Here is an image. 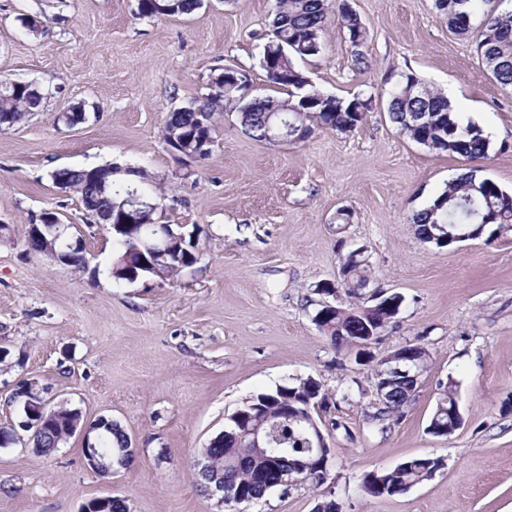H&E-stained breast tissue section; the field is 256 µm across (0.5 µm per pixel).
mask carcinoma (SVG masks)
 <instances>
[{
	"label": "carcinoma",
	"instance_id": "carcinoma-1",
	"mask_svg": "<svg viewBox=\"0 0 512 512\" xmlns=\"http://www.w3.org/2000/svg\"><path fill=\"white\" fill-rule=\"evenodd\" d=\"M493 0H435L437 11L446 16L452 26L462 15L475 20L482 15L479 24L462 26L457 34L465 35L470 30L477 31L475 51L482 65H493L492 78L503 88L512 87V13H498L490 6ZM202 6V0H139L138 16L142 18L179 17L188 15ZM331 5L329 0H277L276 14L272 22V33L264 45L260 62L267 61V53L285 49L276 68L262 66L270 83L287 91V97L265 96L243 101L238 89L226 88L221 80H215V89L203 97L195 98L186 105L168 113L164 126V140L178 141L194 128L196 122L206 116L210 125H217V119L224 109L238 113L242 131L251 139L262 142L265 135V119L271 110L292 121L295 115L302 114L307 124L304 135H310L316 128L341 131L357 125L365 118L366 104L353 99L348 102L332 95H325L307 88L304 74L297 61L316 57L323 51L322 27ZM343 27L347 30L353 47L351 62L360 69L367 65L366 53L362 51L367 41V31L357 13L345 5L338 6ZM45 96L33 91L31 84L11 78H0V115H10L12 125H17L33 114L41 111ZM390 120L414 142L440 152H452L468 159L485 156L489 140L483 130L474 123L460 122L452 112L448 98L425 85L413 74H406L396 87L388 105ZM52 180L63 189L79 197L84 210L96 222H121V208H127L132 200L127 187L107 179L106 189L98 188L96 182L85 169L63 168L52 172ZM496 225L498 230L512 229V195L496 183L479 178L470 171L448 182L446 187L423 209L412 217L415 234L421 241L441 246L444 236L461 233H474L479 222ZM119 246V257L131 258L132 267L118 270L113 278L131 281V273H143L140 256L136 252L137 237L145 236L146 231L136 227V231L113 230ZM196 262V255L186 251L175 252L167 258L166 267L154 275L158 281L166 283L175 279L186 267ZM349 269V278L343 284L351 297L368 284V261L361 256L357 260L344 261ZM396 318L395 312L382 306L375 310L368 307L335 310L317 309L313 320L320 330L329 336L336 351L349 353L357 349L356 343L363 340L369 330L378 328L384 331ZM455 384L449 380L439 384V398L430 425L440 427L454 422L456 400ZM321 384L311 377L297 378L287 386L261 393L249 398L240 407L244 416L239 421H228L224 429V439L218 446L212 444L201 450L207 456V468L199 469L200 488L213 479L224 481V492L236 498L238 491H244L258 501L268 494L256 482V469L263 466V460L255 456L254 450L247 447L244 431L257 429L268 431L272 443L266 449V457L284 469L292 468L298 462L314 460L315 449L311 448L309 432L305 424L282 413L283 405L293 400V406L301 409L308 396L317 393ZM412 400L408 379L401 376L387 390V396L376 408L371 419L386 421L402 415V410ZM55 430H42L29 439V445L36 448H51L57 437L62 441L64 422L68 421L74 409L66 405L53 408ZM129 437L120 425L114 423L105 432L102 447L125 448ZM430 457H417L407 460L399 467L378 471L373 474L381 489L366 490V493L379 497L395 494L396 488L414 486L431 477Z\"/></svg>",
	"mask_w": 512,
	"mask_h": 512
}]
</instances>
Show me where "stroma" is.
<instances>
[{
    "label": "stroma",
    "mask_w": 512,
    "mask_h": 512,
    "mask_svg": "<svg viewBox=\"0 0 512 512\" xmlns=\"http://www.w3.org/2000/svg\"><path fill=\"white\" fill-rule=\"evenodd\" d=\"M368 30L365 69L330 10L319 57L302 62L313 89L367 105L348 133L315 130L298 143L257 142L225 111L209 157L164 141L168 112L210 93L225 67L247 74L250 96H282L259 60L276 0H204L181 17L142 19L137 0H0V76L46 99L24 124L0 129V427L16 424L19 382L37 380L51 405L119 422L134 456L99 475L80 437L48 456L0 448V512H80L100 496L130 512H220L201 494L195 462L250 397L313 377L327 396L316 419L330 453L327 479L278 487L241 512H512V231L443 248L421 242L412 215L469 171L512 194V90L481 67L471 39L449 31L435 0H349ZM40 17L27 32L21 15ZM414 74L457 105L490 140L471 161L411 141L390 121L389 96ZM84 106L75 127L64 112ZM112 164L145 172L160 224L198 234V259L174 281L113 279L112 230L87 222L59 168ZM46 210L80 240L77 269L28 253ZM363 249L374 293L400 294L394 322L367 361L336 351L312 316L317 285L335 282ZM429 353L413 400L387 430L370 420L375 373L396 349ZM455 380L462 426L429 432L439 385ZM440 459L428 480L371 497L365 476L414 457Z\"/></svg>",
    "instance_id": "35a3bbf8"
}]
</instances>
